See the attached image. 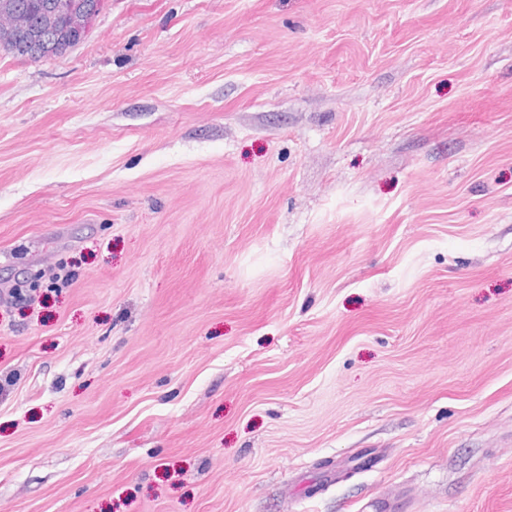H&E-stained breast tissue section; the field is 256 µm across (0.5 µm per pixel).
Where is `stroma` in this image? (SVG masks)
I'll list each match as a JSON object with an SVG mask.
<instances>
[{"label": "stroma", "mask_w": 512, "mask_h": 512, "mask_svg": "<svg viewBox=\"0 0 512 512\" xmlns=\"http://www.w3.org/2000/svg\"><path fill=\"white\" fill-rule=\"evenodd\" d=\"M0 512H512V0H106L0 50Z\"/></svg>", "instance_id": "stroma-1"}]
</instances>
